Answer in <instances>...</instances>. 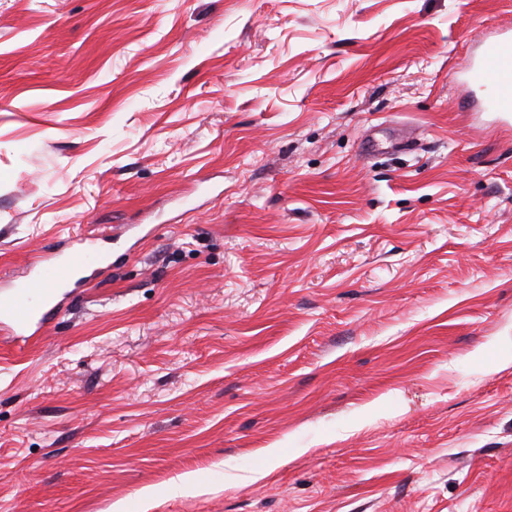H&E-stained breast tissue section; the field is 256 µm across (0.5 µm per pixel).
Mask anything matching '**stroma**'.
Returning <instances> with one entry per match:
<instances>
[{
    "instance_id": "1",
    "label": "stroma",
    "mask_w": 512,
    "mask_h": 512,
    "mask_svg": "<svg viewBox=\"0 0 512 512\" xmlns=\"http://www.w3.org/2000/svg\"><path fill=\"white\" fill-rule=\"evenodd\" d=\"M508 26L0 0V287L110 256L40 335L0 324V512H512V124L460 84Z\"/></svg>"
}]
</instances>
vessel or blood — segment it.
<instances>
[{
  "label": "vessel or blood",
  "instance_id": "vessel-or-blood-1",
  "mask_svg": "<svg viewBox=\"0 0 512 512\" xmlns=\"http://www.w3.org/2000/svg\"><path fill=\"white\" fill-rule=\"evenodd\" d=\"M463 83L478 111L512 118V28L481 43ZM107 264V254L92 244L44 257L23 281L0 291V319L14 336L26 339L41 333L50 313L60 305V290L87 282Z\"/></svg>",
  "mask_w": 512,
  "mask_h": 512
}]
</instances>
